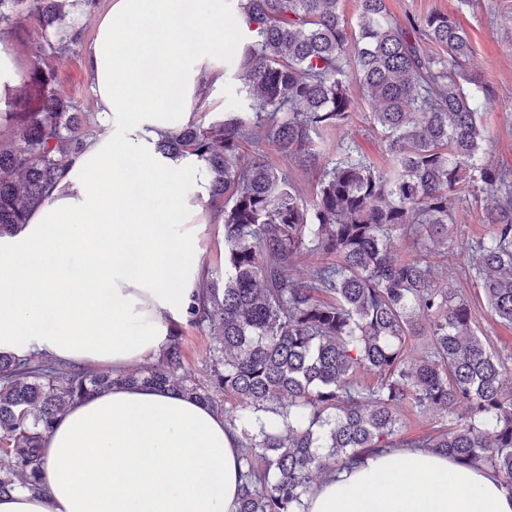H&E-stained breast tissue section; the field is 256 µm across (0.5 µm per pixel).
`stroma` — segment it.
<instances>
[{"label": "stroma", "instance_id": "35a3bbf8", "mask_svg": "<svg viewBox=\"0 0 512 512\" xmlns=\"http://www.w3.org/2000/svg\"><path fill=\"white\" fill-rule=\"evenodd\" d=\"M109 0H100L95 14L104 13ZM390 13L397 19L423 17L432 12L450 13L458 17L468 30L473 54L468 64L471 75L484 79L491 94L481 119L489 139L484 144L487 157L497 167L512 168V29L503 22L512 15V0H473L472 7H461L459 0H386ZM95 14L84 15L82 44L73 46L60 57L46 58L39 51L42 31L35 22H25L8 44L19 65V75H26L35 64L44 62L55 72V87L70 100L75 111L96 112L97 105L91 89V76L84 58V44L94 36ZM366 103H359L358 115L350 127L337 130L324 147L332 151L337 141L355 142L360 151L375 164L386 165L382 140L373 129ZM484 194L460 200L455 208V235L449 242L446 256L436 259L435 283L440 288H455L472 303V327L478 335L489 338L496 351L512 365V326L496 322L490 315L474 280L461 274L467 255L465 245L475 244L486 236L489 227L483 222Z\"/></svg>", "mask_w": 512, "mask_h": 512}]
</instances>
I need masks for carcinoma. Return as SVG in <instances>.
<instances>
[{
	"label": "carcinoma",
	"instance_id": "cac0c4a2",
	"mask_svg": "<svg viewBox=\"0 0 512 512\" xmlns=\"http://www.w3.org/2000/svg\"><path fill=\"white\" fill-rule=\"evenodd\" d=\"M227 0L224 83L238 103L208 127L188 123L158 143L164 155L205 160L209 208L224 230V268L195 294L154 362L114 377L51 359L0 355V496L39 490L42 448L67 406L114 383L176 390L240 431L236 512H302L322 474L388 448H427L504 479L512 491V392L508 365L471 327L467 298L434 284V250L453 233L454 201L470 189L491 199L487 237L467 249L472 276L495 318L512 325V171L484 160L481 121L489 85L468 74L469 33L432 12L401 22L385 0ZM98 0H0V39L18 17L44 30L40 51L80 42L78 16ZM439 46L444 55L424 49ZM354 73L387 168L350 145L329 156L330 131L354 122ZM54 72L36 65L0 111V235L26 223L48 198L67 157L89 134ZM277 143L319 177L311 201L247 144ZM413 237V249L396 243ZM321 262L294 272L302 255ZM217 336L201 380L185 366L183 326ZM424 336L423 356L406 355ZM368 370L371 384L357 380ZM454 416L448 427L402 436L400 408Z\"/></svg>",
	"mask_w": 512,
	"mask_h": 512
}]
</instances>
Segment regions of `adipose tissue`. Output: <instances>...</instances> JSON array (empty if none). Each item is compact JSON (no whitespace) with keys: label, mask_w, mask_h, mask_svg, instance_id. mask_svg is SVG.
Returning a JSON list of instances; mask_svg holds the SVG:
<instances>
[{"label":"adipose tissue","mask_w":512,"mask_h":512,"mask_svg":"<svg viewBox=\"0 0 512 512\" xmlns=\"http://www.w3.org/2000/svg\"><path fill=\"white\" fill-rule=\"evenodd\" d=\"M224 0H109L86 61L100 133L26 224L0 236V354L119 375L157 359L204 277L205 160L157 150L224 85ZM238 434L181 392L113 385L70 405L42 489L0 512H235ZM305 512H512L494 474L390 448L333 474Z\"/></svg>","instance_id":"adipose-tissue-1"}]
</instances>
